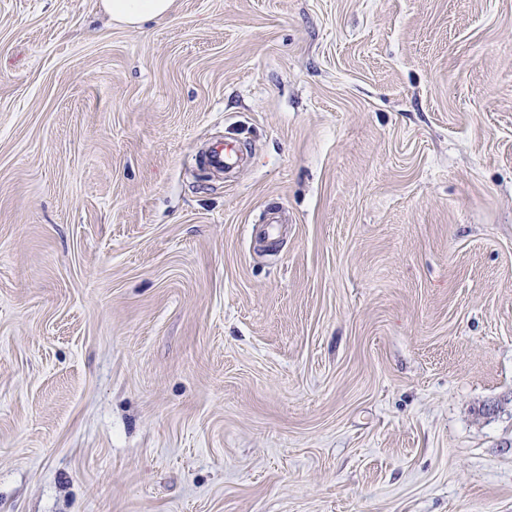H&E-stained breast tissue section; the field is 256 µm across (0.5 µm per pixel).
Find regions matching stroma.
Listing matches in <instances>:
<instances>
[{
  "instance_id": "35a3bbf8",
  "label": "stroma",
  "mask_w": 512,
  "mask_h": 512,
  "mask_svg": "<svg viewBox=\"0 0 512 512\" xmlns=\"http://www.w3.org/2000/svg\"><path fill=\"white\" fill-rule=\"evenodd\" d=\"M0 512H512V0H0ZM172 0H104L105 10L112 19L130 27L164 17L171 8ZM241 161L238 147L233 140H220L213 144L212 150L205 156L204 163L211 169L223 172L224 169L237 166Z\"/></svg>"
}]
</instances>
